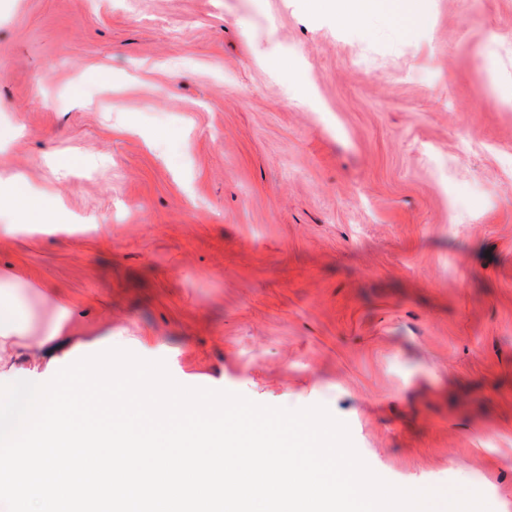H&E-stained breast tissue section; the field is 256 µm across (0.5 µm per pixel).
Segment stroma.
I'll list each match as a JSON object with an SVG mask.
<instances>
[{
	"mask_svg": "<svg viewBox=\"0 0 512 512\" xmlns=\"http://www.w3.org/2000/svg\"><path fill=\"white\" fill-rule=\"evenodd\" d=\"M423 5L0 0V179L112 227L0 236L34 335L73 310L14 372L115 335L181 385L326 406L392 484L512 512V0ZM418 0H323L312 4L314 8L335 14L346 22L361 23L369 17L403 18L413 25H422L426 15Z\"/></svg>",
	"mask_w": 512,
	"mask_h": 512,
	"instance_id": "obj_1",
	"label": "stroma"
}]
</instances>
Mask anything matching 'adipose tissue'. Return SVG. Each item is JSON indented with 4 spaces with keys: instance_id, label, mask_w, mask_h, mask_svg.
<instances>
[{
    "instance_id": "ef3b65f1",
    "label": "adipose tissue",
    "mask_w": 512,
    "mask_h": 512,
    "mask_svg": "<svg viewBox=\"0 0 512 512\" xmlns=\"http://www.w3.org/2000/svg\"><path fill=\"white\" fill-rule=\"evenodd\" d=\"M317 9L334 14L347 22H362L369 17L403 18L414 25H422L426 15L416 0H318ZM58 318L41 339H32L26 321L16 307L0 302V369L16 356L18 349L37 353L63 336L64 320L70 310L65 303H58Z\"/></svg>"
}]
</instances>
